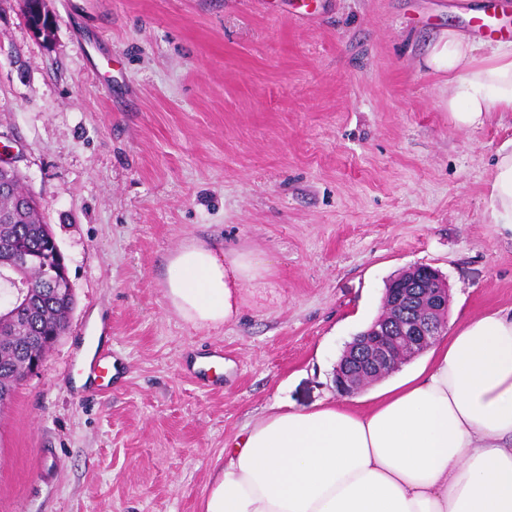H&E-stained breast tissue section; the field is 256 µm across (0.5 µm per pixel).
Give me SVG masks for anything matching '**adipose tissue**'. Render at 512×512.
I'll return each instance as SVG.
<instances>
[{"label": "adipose tissue", "mask_w": 512, "mask_h": 512, "mask_svg": "<svg viewBox=\"0 0 512 512\" xmlns=\"http://www.w3.org/2000/svg\"><path fill=\"white\" fill-rule=\"evenodd\" d=\"M423 64L447 76L456 128L512 112V42L448 28ZM489 207L512 230V139L497 151ZM259 256L191 241L169 257L165 296L186 322L216 328L235 292L262 277ZM365 409L329 400L279 410L224 450L203 512H512V312L490 311L442 336L413 374Z\"/></svg>", "instance_id": "adipose-tissue-1"}]
</instances>
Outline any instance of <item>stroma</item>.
I'll return each instance as SVG.
<instances>
[{
	"instance_id": "obj_1",
	"label": "stroma",
	"mask_w": 512,
	"mask_h": 512,
	"mask_svg": "<svg viewBox=\"0 0 512 512\" xmlns=\"http://www.w3.org/2000/svg\"><path fill=\"white\" fill-rule=\"evenodd\" d=\"M479 2L46 0L45 37L0 0V145L74 295L0 409V512H202L225 442L336 396L344 348L410 266L446 277L447 333L512 308V231L488 209L512 112L455 128L420 64ZM192 239L269 265L218 328L164 296ZM94 336L119 379L87 394Z\"/></svg>"
}]
</instances>
